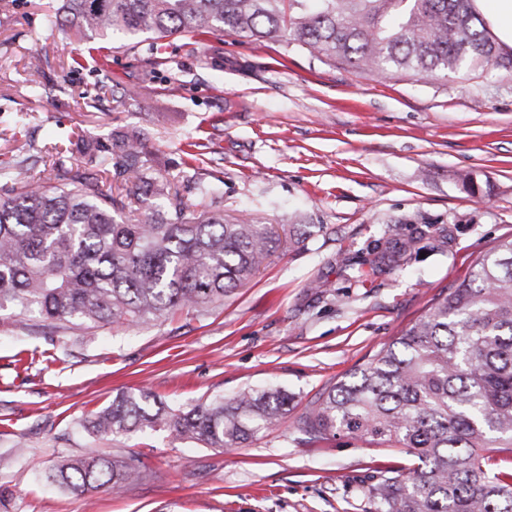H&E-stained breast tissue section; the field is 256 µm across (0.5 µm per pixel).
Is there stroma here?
Instances as JSON below:
<instances>
[{"instance_id": "obj_1", "label": "stroma", "mask_w": 512, "mask_h": 512, "mask_svg": "<svg viewBox=\"0 0 512 512\" xmlns=\"http://www.w3.org/2000/svg\"><path fill=\"white\" fill-rule=\"evenodd\" d=\"M61 4L0 0V156L82 136L107 150L114 131L139 127L191 211L246 214L283 238L248 285L205 313L87 331L0 322V506L369 512L366 490L409 456L313 439L295 421L512 235V72L380 79L225 33L119 48L100 65L51 24ZM34 54L41 69L29 66ZM201 183L211 195L199 196ZM392 233L416 246L385 266ZM268 386L287 392V417L230 451L165 430L104 438L80 425L124 391L187 408ZM88 455L139 456L141 476L118 493L46 483L51 465Z\"/></svg>"}]
</instances>
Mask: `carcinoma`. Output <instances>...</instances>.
Returning a JSON list of instances; mask_svg holds the SVG:
<instances>
[{
    "mask_svg": "<svg viewBox=\"0 0 512 512\" xmlns=\"http://www.w3.org/2000/svg\"><path fill=\"white\" fill-rule=\"evenodd\" d=\"M55 21L86 39L138 45L178 33L295 43L320 62L419 79L512 71L472 0H64ZM145 133H112V186L98 143L80 139L52 161L59 183H32L33 146L0 163V320L70 329L140 326L182 308L224 303L266 265L280 235L254 218L189 213L154 166ZM288 413L280 389L172 409L146 390L91 414L105 437L157 428L208 448L254 439ZM310 437L351 435L399 448L414 463L386 470L374 512H512V236L480 254L458 286L433 299L393 342L310 402ZM135 456L67 459L49 478L83 493L123 491Z\"/></svg>",
    "mask_w": 512,
    "mask_h": 512,
    "instance_id": "cac0c4a2",
    "label": "carcinoma"
}]
</instances>
